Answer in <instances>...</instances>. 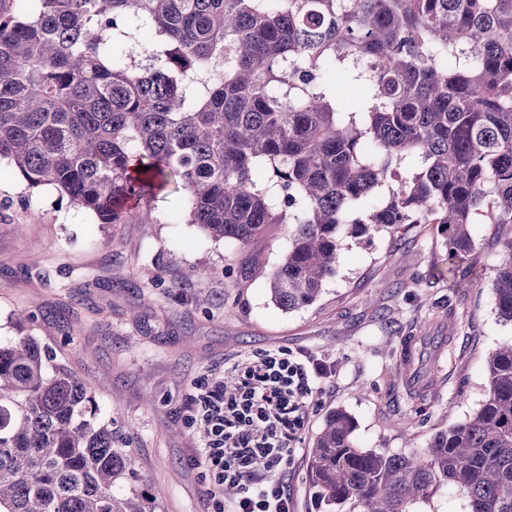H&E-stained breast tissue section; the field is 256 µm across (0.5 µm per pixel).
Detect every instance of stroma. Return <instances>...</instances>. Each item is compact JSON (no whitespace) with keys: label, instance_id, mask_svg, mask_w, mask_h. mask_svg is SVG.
Listing matches in <instances>:
<instances>
[{"label":"stroma","instance_id":"35a3bbf8","mask_svg":"<svg viewBox=\"0 0 512 512\" xmlns=\"http://www.w3.org/2000/svg\"><path fill=\"white\" fill-rule=\"evenodd\" d=\"M179 203L171 191L151 223L99 224L53 187L28 190L0 159V340L38 337L57 362L92 377L101 416L127 429L132 485L161 491V512H214L212 481L193 459L204 430L186 400L261 350L303 351L335 368L310 409L304 449L331 408L352 415L360 448L406 455L478 409L487 358L512 338L490 296L500 249L483 218L471 227L468 291L440 277L448 248L435 225L412 224L400 241L346 234L318 300L288 313L266 278L288 248L287 225L232 250L196 225L169 223ZM197 265L208 276L186 282ZM444 335L451 343L438 356L421 342Z\"/></svg>","mask_w":512,"mask_h":512}]
</instances>
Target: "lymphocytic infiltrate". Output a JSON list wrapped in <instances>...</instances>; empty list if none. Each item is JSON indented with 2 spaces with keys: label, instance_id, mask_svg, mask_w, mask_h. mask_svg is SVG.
I'll return each mask as SVG.
<instances>
[{
  "label": "lymphocytic infiltrate",
  "instance_id": "f902f5d3",
  "mask_svg": "<svg viewBox=\"0 0 512 512\" xmlns=\"http://www.w3.org/2000/svg\"><path fill=\"white\" fill-rule=\"evenodd\" d=\"M241 378L237 395L225 397L223 381L199 384L186 408L190 419L202 420L207 438L197 461L215 483L239 484L241 493L229 512H290L281 480L256 470L254 456L271 468L295 460L308 407L331 368L303 352L267 350L232 365Z\"/></svg>",
  "mask_w": 512,
  "mask_h": 512
}]
</instances>
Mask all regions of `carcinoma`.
<instances>
[{
	"instance_id": "carcinoma-1",
	"label": "carcinoma",
	"mask_w": 512,
	"mask_h": 512,
	"mask_svg": "<svg viewBox=\"0 0 512 512\" xmlns=\"http://www.w3.org/2000/svg\"><path fill=\"white\" fill-rule=\"evenodd\" d=\"M0 7V158L98 224H175L243 248L288 225L268 276L314 304L346 229L434 224L449 287L473 285L471 224L495 227L491 284L512 322V0H33ZM480 407L411 455L359 448L326 412L307 453L322 512H414L456 489L512 512V340ZM132 452L92 381L35 336L0 342V512H157L116 491Z\"/></svg>"
}]
</instances>
